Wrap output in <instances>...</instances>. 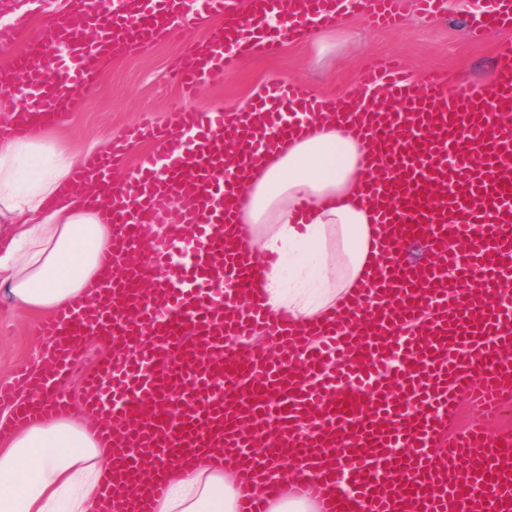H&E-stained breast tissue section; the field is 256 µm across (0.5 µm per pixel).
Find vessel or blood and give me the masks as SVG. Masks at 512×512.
I'll use <instances>...</instances> for the list:
<instances>
[{
    "label": "vessel or blood",
    "instance_id": "obj_1",
    "mask_svg": "<svg viewBox=\"0 0 512 512\" xmlns=\"http://www.w3.org/2000/svg\"><path fill=\"white\" fill-rule=\"evenodd\" d=\"M72 2L21 49L18 26L0 23V97L21 101L0 138L39 135L77 109L101 61L131 45L187 39L172 78L188 96L337 17L395 28L404 16L403 0H248L245 11L239 0ZM511 28L512 0H472L468 38ZM323 109L288 81L248 112L176 105L166 127L143 121L74 171L73 184L103 188L109 274L97 299L42 319L41 366L11 383L30 399L0 420V436L68 416L65 375L90 344H110L84 376L87 426L111 442L120 477L149 483L129 499L104 484L105 512H156L166 465L192 466L211 448L246 474L294 460L288 490L319 512H512V428L490 429L512 409V297L499 288L512 279V41L488 83L454 90L396 65L364 72L337 103L371 143L361 193L386 237L348 313L294 332L251 298L252 259L234 246L246 231L238 191ZM139 142L149 152L113 183ZM156 224L166 238H152ZM415 244L426 258L405 257ZM259 330L274 356L250 346ZM464 399L473 419L449 432ZM459 463L466 477L451 475ZM279 491L273 476L242 488L238 510L269 512Z\"/></svg>",
    "mask_w": 512,
    "mask_h": 512
}]
</instances>
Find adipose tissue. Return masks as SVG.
Wrapping results in <instances>:
<instances>
[{
	"label": "adipose tissue",
	"instance_id": "obj_1",
	"mask_svg": "<svg viewBox=\"0 0 512 512\" xmlns=\"http://www.w3.org/2000/svg\"><path fill=\"white\" fill-rule=\"evenodd\" d=\"M367 146L350 125L319 117L250 173L240 219L253 230L241 246L254 260L252 296L300 327L350 300L355 283L378 266L372 206L359 185ZM77 163L52 141L0 142V291L19 307L49 314L77 296L92 300L106 274L112 239L90 204L93 190L70 186ZM23 422L0 440V512H99L112 450L85 426ZM157 512H237L240 475L214 456L169 467Z\"/></svg>",
	"mask_w": 512,
	"mask_h": 512
}]
</instances>
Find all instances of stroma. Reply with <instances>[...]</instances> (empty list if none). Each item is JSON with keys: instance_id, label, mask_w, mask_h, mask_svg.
<instances>
[{"instance_id": "stroma-1", "label": "stroma", "mask_w": 512, "mask_h": 512, "mask_svg": "<svg viewBox=\"0 0 512 512\" xmlns=\"http://www.w3.org/2000/svg\"><path fill=\"white\" fill-rule=\"evenodd\" d=\"M64 2L40 0L39 11L26 14L13 8L10 0H0V21L19 24L27 37ZM404 7L403 24L395 30H374L364 19L351 16L325 29L321 37L285 45L275 56L246 58L232 75L202 85L187 105L198 112L247 109L267 85L280 79L297 81L311 94L334 102L347 96L361 69L395 58L416 76L438 74L460 88L471 81H489L498 45L512 41V31L494 32L479 41L466 39L463 25L469 0H445L443 12L434 20L421 16L414 0H405ZM186 48V43L167 41L109 59L82 108L64 113L53 135L70 152L86 156L101 152L141 115L166 124L167 104L177 94L168 71ZM39 320V315L0 297V387H8L17 371L30 368L37 359Z\"/></svg>"}]
</instances>
